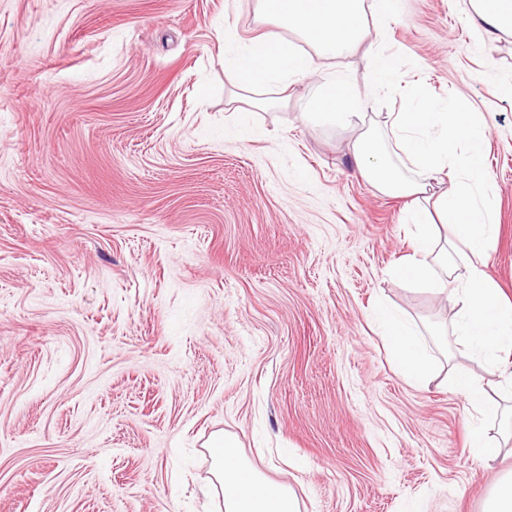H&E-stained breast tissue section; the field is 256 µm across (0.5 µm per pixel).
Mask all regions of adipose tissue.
I'll return each mask as SVG.
<instances>
[{
	"mask_svg": "<svg viewBox=\"0 0 512 512\" xmlns=\"http://www.w3.org/2000/svg\"><path fill=\"white\" fill-rule=\"evenodd\" d=\"M399 0H258L270 26L257 36L224 48V69L236 88L239 111L285 104L296 80L306 77L313 55L335 57L358 49L371 25L397 12ZM469 18L488 38L512 35V0H469ZM297 41H290L288 33ZM370 87L349 76L325 80L315 103L325 117L346 125L364 122L375 88L392 84L397 61L384 52L367 56ZM407 160L393 164L370 125L351 145L356 172L379 191L409 199L414 251L399 265L402 278L417 281L451 299L452 333L483 358L512 387V301L486 279L490 243L498 231L489 203L490 175L484 165L486 125L462 102L445 105L415 96L411 109L389 113L384 125ZM402 372L425 379L431 356L419 327L382 308L376 316ZM212 498L224 512H298L284 484L268 480L239 453L235 443L214 435Z\"/></svg>",
	"mask_w": 512,
	"mask_h": 512,
	"instance_id": "adipose-tissue-1",
	"label": "adipose tissue"
}]
</instances>
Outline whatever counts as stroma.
I'll return each instance as SVG.
<instances>
[{
  "instance_id": "stroma-1",
  "label": "stroma",
  "mask_w": 512,
  "mask_h": 512,
  "mask_svg": "<svg viewBox=\"0 0 512 512\" xmlns=\"http://www.w3.org/2000/svg\"><path fill=\"white\" fill-rule=\"evenodd\" d=\"M468 0H400L372 32L415 89L480 113L512 297V36ZM257 0H0V512H215L224 433L299 512H482L512 442L483 463L452 385L497 375L439 335L454 308L402 280L404 199L355 174L343 124L304 114L363 51L316 59L285 105L241 114L224 37ZM422 328L433 374L401 373L374 323Z\"/></svg>"
}]
</instances>
